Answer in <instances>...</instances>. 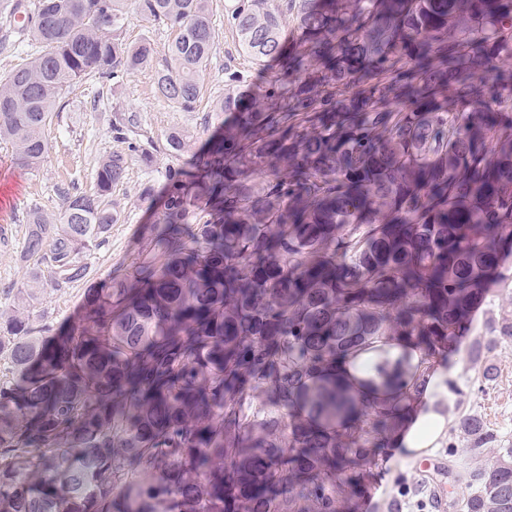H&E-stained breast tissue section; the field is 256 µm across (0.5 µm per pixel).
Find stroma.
Listing matches in <instances>:
<instances>
[{"instance_id":"35a3bbf8","label":"stroma","mask_w":512,"mask_h":512,"mask_svg":"<svg viewBox=\"0 0 512 512\" xmlns=\"http://www.w3.org/2000/svg\"><path fill=\"white\" fill-rule=\"evenodd\" d=\"M213 9L218 38L204 75L206 92L193 110L175 108L154 92L155 72L169 60L170 30L132 14L122 36L132 43L150 40L154 48L151 68L117 81L89 82L82 93L63 97L58 103L60 119L49 130L53 148L38 168L31 170L18 164L11 145L0 142V310L10 308L14 293L26 280L19 253L28 209L36 204L46 212H58L65 194L93 187L96 161L101 155L123 150V143L110 127L113 113H122L127 128L140 137L159 143L171 129L187 130L190 146L180 163L188 167L208 138L232 122L229 114L214 111L212 106L225 84L236 80L239 89L249 93L276 72L273 64L259 69L241 50L232 23L234 0H213ZM168 163L163 154L156 155L148 165L131 161L123 180L113 186L119 220L112 227L108 243L92 258L94 278L107 277L111 271L145 257L141 232L145 225L155 223L160 208L143 201L141 194L148 186L161 190ZM501 271L486 302L472 318L470 330L460 337L455 353L439 361L438 366L447 371L458 388L448 401L450 421L467 414L479 415L500 440L512 443V339L501 341L480 361L469 359L476 343L487 338L489 325L503 315H512V265L502 266ZM85 290L81 282L46 293L35 313L57 327L75 323L81 315ZM382 456L381 468L371 474L376 497L391 498L396 512H436L410 455L398 456L388 448Z\"/></svg>"}]
</instances>
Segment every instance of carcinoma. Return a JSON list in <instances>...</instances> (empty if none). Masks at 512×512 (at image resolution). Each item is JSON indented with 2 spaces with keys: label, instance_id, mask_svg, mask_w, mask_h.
I'll return each mask as SVG.
<instances>
[{
  "label": "carcinoma",
  "instance_id": "cac0c4a2",
  "mask_svg": "<svg viewBox=\"0 0 512 512\" xmlns=\"http://www.w3.org/2000/svg\"><path fill=\"white\" fill-rule=\"evenodd\" d=\"M0 140L34 169L62 95L150 66L126 43L129 11L175 31L156 95L183 111L205 91L212 0H0ZM300 19L284 49L288 12ZM22 14L26 22L15 23ZM242 50L280 71L246 96L229 83L214 111L235 121L191 169L170 165L149 257L86 290L78 322L34 317L47 290L87 281L119 212L128 160H178L114 131L95 189L49 214L32 206L28 275L0 312V355L25 379L0 383V512H355L379 452L404 427L431 363L455 349L487 282L512 252V179L477 124L499 93L476 79L483 44L512 51V0H240ZM422 64L412 63L411 48ZM415 97L397 102L398 84ZM453 85L468 111L438 104ZM512 338V318L471 351ZM403 341L419 360H361ZM255 392L270 410L249 422ZM470 447L497 459L468 471L452 512H512V447L477 415Z\"/></svg>",
  "mask_w": 512,
  "mask_h": 512
}]
</instances>
